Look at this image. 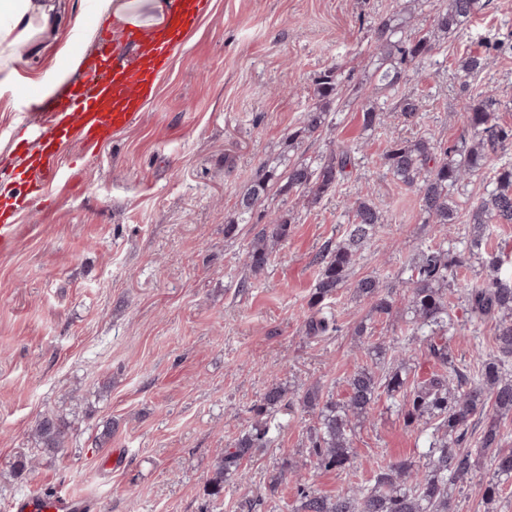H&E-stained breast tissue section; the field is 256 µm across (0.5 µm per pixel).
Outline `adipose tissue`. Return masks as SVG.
I'll list each match as a JSON object with an SVG mask.
<instances>
[{
	"label": "adipose tissue",
	"mask_w": 512,
	"mask_h": 512,
	"mask_svg": "<svg viewBox=\"0 0 512 512\" xmlns=\"http://www.w3.org/2000/svg\"><path fill=\"white\" fill-rule=\"evenodd\" d=\"M96 5L101 17L154 28L166 24L171 8L169 0H96ZM61 21L55 0H0V54L22 44L29 62H37L43 42Z\"/></svg>",
	"instance_id": "adipose-tissue-1"
}]
</instances>
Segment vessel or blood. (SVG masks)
<instances>
[{"label":"vessel or blood","instance_id":"obj_1","mask_svg":"<svg viewBox=\"0 0 512 512\" xmlns=\"http://www.w3.org/2000/svg\"><path fill=\"white\" fill-rule=\"evenodd\" d=\"M211 0H195L163 31L106 32L95 50L91 74L72 92L58 97L42 130L37 151L19 159L24 191L0 190V255L11 252L24 217L53 195L73 149L96 155L116 135L129 130L157 97L163 75L181 54L188 32L208 11ZM16 512H93L90 498L56 493L24 497Z\"/></svg>","mask_w":512,"mask_h":512}]
</instances>
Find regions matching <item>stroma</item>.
I'll use <instances>...</instances> for the list:
<instances>
[{"label": "stroma", "mask_w": 512, "mask_h": 512, "mask_svg": "<svg viewBox=\"0 0 512 512\" xmlns=\"http://www.w3.org/2000/svg\"><path fill=\"white\" fill-rule=\"evenodd\" d=\"M405 0H212L139 123L93 158L77 160L71 186L25 219L13 253L0 255V512L23 495L69 492L98 500L97 512H293L291 482L267 489L282 459L303 462L314 489L333 494L344 474L308 465L306 432L315 414L297 397L320 384L334 399L367 357L353 328L367 303L352 288L332 310L341 330L305 332L318 274L316 254L338 241L349 203L369 195L386 213L351 277H380L402 302L400 273L421 248L468 233L465 218L426 224L415 195L379 164L392 137L467 139L459 113L464 79L457 61L484 55L485 42L512 34V0H490L456 36L441 40L422 76L405 88L420 102L418 123L386 108L377 133L364 132L362 96L345 90L331 105L334 126L289 148V132L313 107L314 80L338 66L353 85L377 87L370 29ZM95 0H59L64 17L38 66L26 47L0 60V162L35 139V112L20 91L80 60L79 83L94 45ZM477 81L502 103L512 126V52L487 61ZM344 143L356 168L340 192L317 205L272 194L266 213L288 208L295 222L270 264L251 276L243 257L257 230L224 226L256 168ZM250 279L248 289L238 283ZM274 385L290 404L272 417L270 447L229 477L219 499L207 481L225 448L248 431L254 409ZM46 413L78 416L64 448L34 455V428ZM112 435L102 438L104 424ZM418 431L407 429L386 396L353 437V463L369 478L375 463L418 460ZM126 462L112 467V453ZM34 456L16 478L18 456Z\"/></svg>", "instance_id": "1"}]
</instances>
